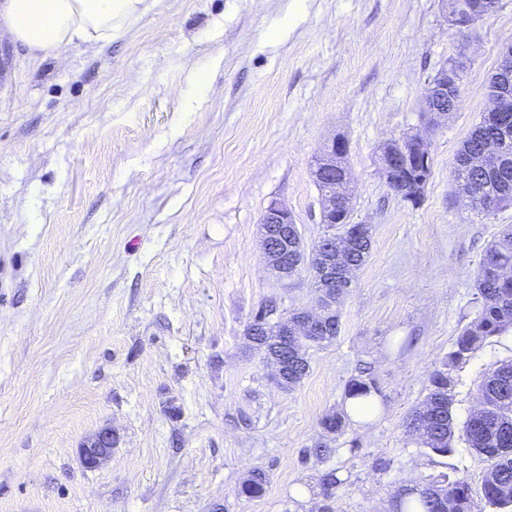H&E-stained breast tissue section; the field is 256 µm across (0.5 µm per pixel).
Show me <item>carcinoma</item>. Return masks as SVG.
<instances>
[{
    "label": "carcinoma",
    "mask_w": 512,
    "mask_h": 512,
    "mask_svg": "<svg viewBox=\"0 0 512 512\" xmlns=\"http://www.w3.org/2000/svg\"><path fill=\"white\" fill-rule=\"evenodd\" d=\"M507 135L496 158L486 155L493 139ZM456 194L467 200L480 213L490 214L512 206V112H487L475 124L463 141L452 163ZM390 189L403 201L423 200L426 185L400 171ZM336 212L344 213L336 224L340 233L336 243L320 239L310 253L300 252L291 264L300 271L309 267L314 272L315 288L329 293L322 282L321 267L327 261L336 266V283L346 281L353 271L363 266L372 249V227L351 221V210L336 202ZM512 268V225L503 238L491 244L476 271L477 310L474 319L461 331L454 349L440 368L434 370L427 385L424 400L410 414L407 428L417 433V445L424 453L448 458L455 453L453 441L461 440L486 462L481 494L491 512H508L512 508V360L501 361L490 368L479 386L483 408L472 412L458 424L453 416L452 390L456 384L453 371L466 363L485 342L512 328V276L503 270ZM340 332L339 309L334 308L323 321H313L308 330L293 338L288 346V385L295 388L308 374L306 350L314 344L332 342ZM255 349L271 352L278 349L281 337L273 330L262 329ZM349 393L368 397L379 393L371 367L359 371L351 380ZM267 476L261 471L251 474L242 486V493L257 497L265 491ZM473 512V497L469 483L461 477L440 474L411 488L400 489L392 500L395 512Z\"/></svg>",
    "instance_id": "cac0c4a2"
}]
</instances>
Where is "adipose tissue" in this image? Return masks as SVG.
<instances>
[{"mask_svg": "<svg viewBox=\"0 0 512 512\" xmlns=\"http://www.w3.org/2000/svg\"><path fill=\"white\" fill-rule=\"evenodd\" d=\"M139 0H0V32L36 57L111 37Z\"/></svg>", "mask_w": 512, "mask_h": 512, "instance_id": "ef3b65f1", "label": "adipose tissue"}]
</instances>
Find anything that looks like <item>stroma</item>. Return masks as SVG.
<instances>
[{
  "label": "stroma",
  "mask_w": 512,
  "mask_h": 512,
  "mask_svg": "<svg viewBox=\"0 0 512 512\" xmlns=\"http://www.w3.org/2000/svg\"><path fill=\"white\" fill-rule=\"evenodd\" d=\"M511 43L512 0L465 30L441 0H142L111 39L39 59L1 36L0 512H321L330 470L334 512H392L397 489L450 466L480 489L485 464L464 443L426 455L405 420L512 224V206L477 213L451 185ZM452 58L461 105L427 132L432 174L413 206L376 151L425 132L421 97ZM339 134L372 252L339 336L310 348L286 392L244 330L262 303L311 309L317 295L309 271L268 273L259 222L278 202L318 240L310 164ZM508 359L512 329L457 370L456 422ZM363 364L377 413L326 431ZM104 427L119 443L85 468L80 444ZM320 442L328 453L312 455ZM254 469L269 482L248 498Z\"/></svg>",
  "instance_id": "1"
}]
</instances>
